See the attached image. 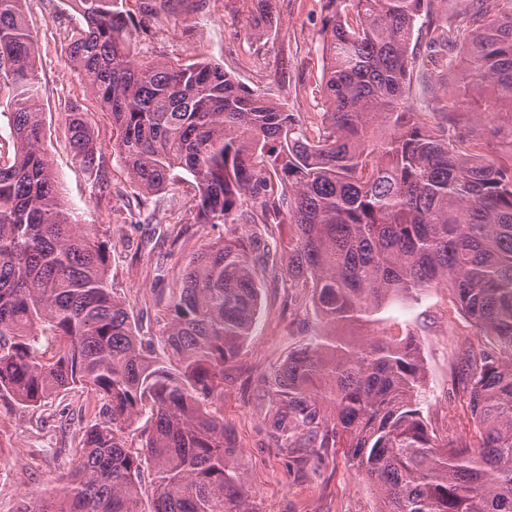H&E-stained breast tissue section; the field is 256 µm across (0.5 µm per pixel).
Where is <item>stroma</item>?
Returning a JSON list of instances; mask_svg holds the SVG:
<instances>
[{
    "mask_svg": "<svg viewBox=\"0 0 512 512\" xmlns=\"http://www.w3.org/2000/svg\"><path fill=\"white\" fill-rule=\"evenodd\" d=\"M277 35L250 43L246 0H160L154 35L146 44L160 60L205 58L223 65L243 85L285 103L310 128L323 112L320 31L324 0H273ZM25 10L39 45L38 73L44 112V148L58 190L75 223L100 224L115 242L109 279L125 296L140 332L159 341L168 296L185 263L204 244L225 235L221 224H197L191 209L196 184L186 173L161 193L145 196L112 153V119L84 95L70 67L64 29L82 20L67 0H27ZM81 97L103 150L99 168L75 163L65 128V106ZM391 323L412 332L425 364L428 418L437 435H474L468 399L459 381L466 338L477 327L458 312L447 288L428 289L419 303L388 309ZM310 299L292 295L286 273L261 281V311L239 362L224 383V423L238 446L233 466L248 481L253 512H377L378 499L347 462L343 449L320 448L305 462L277 448L267 426L264 376L316 330ZM101 403L76 388L51 406L18 409L0 402V512H16L22 500L49 494L71 467L68 449L80 427L99 418Z\"/></svg>",
    "mask_w": 512,
    "mask_h": 512,
    "instance_id": "1",
    "label": "stroma"
}]
</instances>
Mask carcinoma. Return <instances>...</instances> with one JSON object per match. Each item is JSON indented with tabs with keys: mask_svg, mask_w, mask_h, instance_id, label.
Segmentation results:
<instances>
[{
	"mask_svg": "<svg viewBox=\"0 0 512 512\" xmlns=\"http://www.w3.org/2000/svg\"><path fill=\"white\" fill-rule=\"evenodd\" d=\"M67 33L85 91L112 117V152L143 194L193 177L196 224L288 225V287L311 295L319 330L263 378L278 447L346 449L378 512H512V0H481L459 54L442 67L462 92L451 111L489 129L507 160L435 130L407 105L409 50L432 0H326L324 112L316 133L282 104L207 60L154 61L156 0H70ZM246 38L275 33L272 0H249ZM26 0H0V107L13 152L0 161V400L37 409L73 387L102 419L68 449L56 492L18 512H252L219 406L252 335L260 276L276 265L259 238L224 237L186 264L167 303L160 351L145 346L108 285L110 241L61 200L44 125L37 42ZM68 142L99 166L88 113L66 108ZM479 329L466 339L462 390L480 441L441 439L423 413L414 336L382 313L433 287ZM141 447L125 432L142 413Z\"/></svg>",
	"mask_w": 512,
	"mask_h": 512,
	"instance_id": "carcinoma-1",
	"label": "carcinoma"
}]
</instances>
